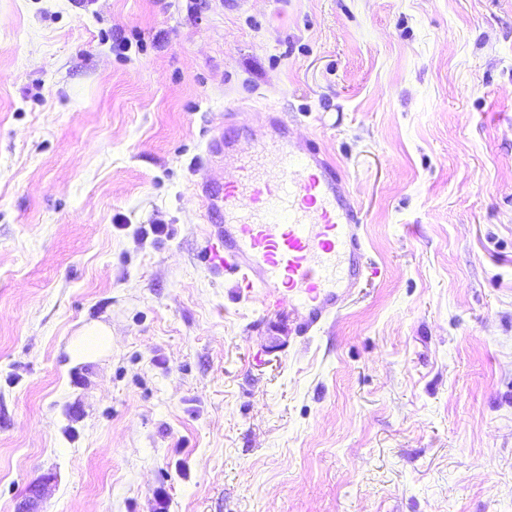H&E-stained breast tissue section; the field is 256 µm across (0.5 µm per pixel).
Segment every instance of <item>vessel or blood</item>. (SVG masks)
Segmentation results:
<instances>
[{
    "instance_id": "obj_1",
    "label": "vessel or blood",
    "mask_w": 512,
    "mask_h": 512,
    "mask_svg": "<svg viewBox=\"0 0 512 512\" xmlns=\"http://www.w3.org/2000/svg\"><path fill=\"white\" fill-rule=\"evenodd\" d=\"M208 155L234 159L240 176L202 187L223 211L212 230L223 248L204 249L201 262L264 307L298 308L297 335L320 330L357 288L364 257L360 220L335 167L316 144L298 146L284 132L248 156L236 155L231 136L215 135Z\"/></svg>"
}]
</instances>
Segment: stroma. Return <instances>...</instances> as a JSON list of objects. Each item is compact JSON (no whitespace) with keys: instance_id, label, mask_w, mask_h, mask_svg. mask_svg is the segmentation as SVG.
Masks as SVG:
<instances>
[{"instance_id":"35a3bbf8","label":"stroma","mask_w":512,"mask_h":512,"mask_svg":"<svg viewBox=\"0 0 512 512\" xmlns=\"http://www.w3.org/2000/svg\"><path fill=\"white\" fill-rule=\"evenodd\" d=\"M227 110L240 151L317 142L359 209L319 333L198 258ZM161 491L512 512V0H0V512ZM81 343L70 344L66 353L73 363L94 361L102 352L112 346V330L105 326H95L81 337Z\"/></svg>"}]
</instances>
